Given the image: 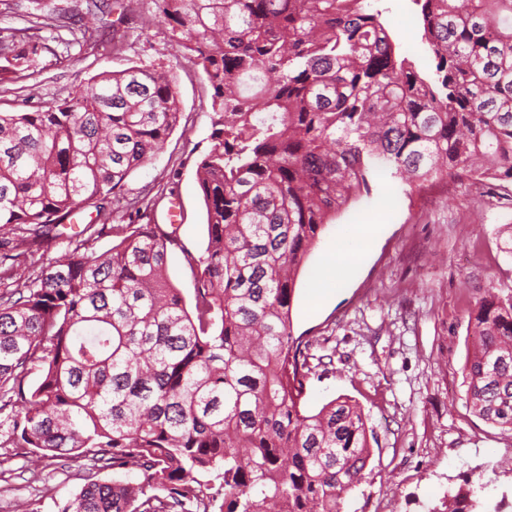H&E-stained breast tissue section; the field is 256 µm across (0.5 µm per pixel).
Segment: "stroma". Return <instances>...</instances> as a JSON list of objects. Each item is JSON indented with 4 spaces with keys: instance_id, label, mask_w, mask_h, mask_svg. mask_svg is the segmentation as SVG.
<instances>
[{
    "instance_id": "35a3bbf8",
    "label": "stroma",
    "mask_w": 512,
    "mask_h": 512,
    "mask_svg": "<svg viewBox=\"0 0 512 512\" xmlns=\"http://www.w3.org/2000/svg\"><path fill=\"white\" fill-rule=\"evenodd\" d=\"M50 5L69 26L95 29L96 38L67 49L54 41L53 30L41 29L46 48L32 64L34 77H0V112L54 105L106 71H168L182 119L163 151L130 174L124 196L149 203L154 223L175 225L179 244L169 249L168 273L191 298L184 254H203L207 242L196 167L217 119L202 70L178 49L155 0H107L101 12L89 10V0H0V27L24 26ZM365 5L382 10L403 55L427 65L412 0ZM450 182L451 194L434 197L426 187L411 191L380 180L324 227L296 277L293 334L311 367L305 409L351 399L368 414L376 436L367 478L345 495L341 512H441L449 492L460 487L483 502L512 501V431L473 413L464 374L473 351L470 311L488 292L512 293V259L501 251L512 239V199L489 184L475 193L471 177ZM372 223L373 242L342 285L317 289L325 250L350 226ZM59 231L18 259V274L71 254L70 224ZM83 484L81 473L52 465L30 472L14 449L0 448V512H17L23 500L38 512H57Z\"/></svg>"
}]
</instances>
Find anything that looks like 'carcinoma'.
Returning <instances> with one entry per match:
<instances>
[{
  "label": "carcinoma",
  "mask_w": 512,
  "mask_h": 512,
  "mask_svg": "<svg viewBox=\"0 0 512 512\" xmlns=\"http://www.w3.org/2000/svg\"><path fill=\"white\" fill-rule=\"evenodd\" d=\"M219 114L196 170L203 255L193 311L168 275L172 233L100 223L181 118L170 77L131 67L62 102L0 112V263L95 215L72 255L0 293L3 444L28 469L87 471L58 512H341L366 479L368 417L302 407L310 368L295 276L324 226L389 173L512 182V0H413L432 66L400 54L364 0H155ZM0 30L23 64L45 44ZM116 237L102 255L87 240ZM470 407L512 431V293L469 314ZM39 372L33 385L25 379ZM137 470L138 483L102 471ZM443 512H479L460 488Z\"/></svg>",
  "instance_id": "obj_1"
}]
</instances>
